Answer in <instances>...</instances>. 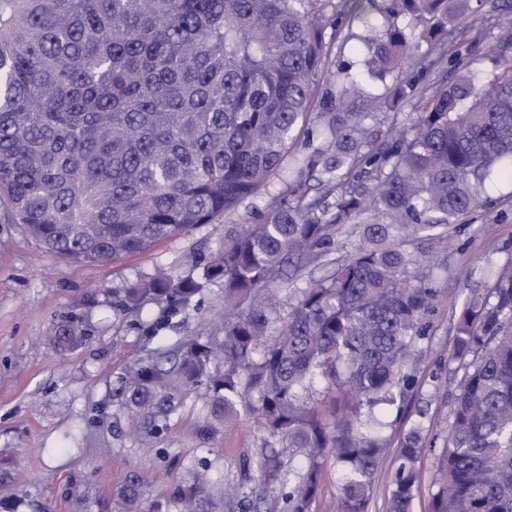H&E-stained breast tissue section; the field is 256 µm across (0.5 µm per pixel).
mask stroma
<instances>
[{
    "mask_svg": "<svg viewBox=\"0 0 512 512\" xmlns=\"http://www.w3.org/2000/svg\"><path fill=\"white\" fill-rule=\"evenodd\" d=\"M509 13L512 0H483L471 68L488 67L499 21ZM488 194L490 205L423 246L443 290L430 317L428 358L448 356L463 303L512 260V182L495 181ZM244 218L241 210L226 214L104 265L54 258L22 225L0 223V512H120L116 491L133 473L144 474L147 497L168 502L169 512H179L178 486L206 479L216 488L207 512H224L225 479L237 477L243 457L258 459L265 432L245 416L213 424L205 384L186 385L175 374L156 436L114 395L129 368L154 359L158 348L215 332L223 289H205L194 308L173 315L154 304L119 315L112 300L155 268L177 278L196 272ZM70 312L83 316L91 338L62 361L53 327Z\"/></svg>",
    "mask_w": 512,
    "mask_h": 512,
    "instance_id": "35a3bbf8",
    "label": "stroma"
}]
</instances>
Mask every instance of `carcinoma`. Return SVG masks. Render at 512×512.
<instances>
[{"instance_id": "1", "label": "carcinoma", "mask_w": 512, "mask_h": 512, "mask_svg": "<svg viewBox=\"0 0 512 512\" xmlns=\"http://www.w3.org/2000/svg\"><path fill=\"white\" fill-rule=\"evenodd\" d=\"M471 2L0 0L6 223L60 260L99 265L249 214L197 276L157 271L113 303L177 313L224 288L223 336L180 340L178 375L206 382L215 421L248 416L278 444L262 451L250 491L224 480L227 512H312L329 462L337 512H367L389 457L387 512H413L431 416L410 397L445 384L429 512H512V261L465 301L448 361L426 371L441 289L404 248L442 238L494 179L512 180V19L491 67L465 69L480 19ZM355 22L368 32L365 74L326 42ZM447 52L454 76L417 87ZM368 77L385 83L379 115L356 106ZM350 226L353 249L281 315L270 285L282 267L294 283ZM90 339L80 315L56 325L60 355ZM167 385L157 365L137 366L127 400L149 421ZM394 407L408 423L396 441L377 418ZM117 497L124 512H165L138 475ZM210 497L198 480L175 499L198 512Z\"/></svg>"}]
</instances>
